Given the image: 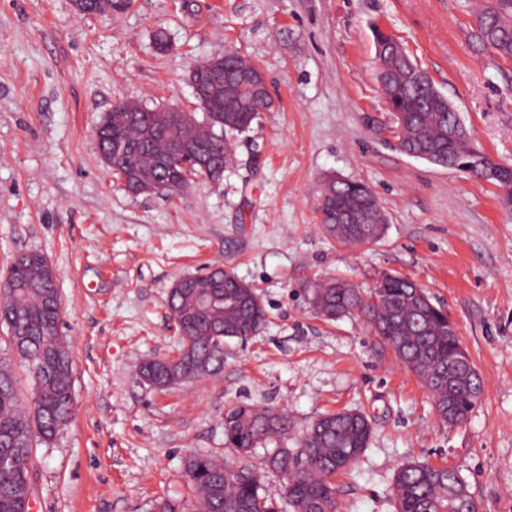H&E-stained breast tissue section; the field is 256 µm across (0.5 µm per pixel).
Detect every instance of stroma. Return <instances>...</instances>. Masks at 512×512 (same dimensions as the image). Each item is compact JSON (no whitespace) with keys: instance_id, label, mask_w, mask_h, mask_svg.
Returning <instances> with one entry per match:
<instances>
[{"instance_id":"obj_1","label":"stroma","mask_w":512,"mask_h":512,"mask_svg":"<svg viewBox=\"0 0 512 512\" xmlns=\"http://www.w3.org/2000/svg\"><path fill=\"white\" fill-rule=\"evenodd\" d=\"M474 0H131L112 16L73 0H0V280L43 255L75 366L73 418L40 461L32 512H154L193 504L184 462L224 444V410L287 412L297 439L319 415L359 409L366 452L336 475L339 512H395L398 464L456 470L480 512H512V208L466 172L392 150L372 30L390 32L459 112L478 146L512 167V59L478 39ZM166 50L155 45L156 33ZM231 50L263 69L273 107L234 138L220 181L183 196L129 193L102 163L101 118L122 101L199 112L188 76ZM332 177L371 187L377 242L324 233ZM254 285L262 332L229 341L212 376L158 390L140 361L176 354L168 294L212 266ZM411 278L444 305L483 382L467 419L441 421L415 374L358 316L319 317L307 289Z\"/></svg>"}]
</instances>
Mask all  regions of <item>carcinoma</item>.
I'll return each mask as SVG.
<instances>
[{
  "label": "carcinoma",
  "mask_w": 512,
  "mask_h": 512,
  "mask_svg": "<svg viewBox=\"0 0 512 512\" xmlns=\"http://www.w3.org/2000/svg\"><path fill=\"white\" fill-rule=\"evenodd\" d=\"M128 0H74L81 14L112 15ZM478 37L496 55L512 58V0H486L476 14ZM374 43L384 47L386 70L378 76L386 102L400 110L404 123L392 136L416 159L427 154L441 167L459 168L475 177L495 162L487 156L468 159L471 132L454 125L448 99L404 49L392 47V35L376 27ZM223 77L210 68L195 67L189 83L200 90L198 102L211 118L210 129L197 127L188 113L144 108L137 102H121L107 113L96 136L101 160L116 176L138 188L151 180L161 193L188 191L198 172L183 161L164 157L171 139L188 146L200 141L216 169L232 160L229 135L250 128L258 111L273 101L266 86L257 87L243 73L246 63L235 52L224 56ZM316 210L324 232L340 243L363 245L384 235V211L366 184L344 179L328 180L318 195ZM45 259L37 253L16 259L9 271L14 283L30 287L4 293L0 325L7 328L9 345L28 339L26 352H15L32 374L31 401L24 403L11 364L0 359V512H27L29 490L39 460L36 448L50 443L68 425L73 414L71 386L56 377L57 365L73 364L69 347L57 328L59 309L50 302L52 282L44 274ZM316 312L334 320L354 312L374 333L390 345L400 362L420 378L436 415L450 424L448 402L455 416L464 420L481 398L479 376L448 386V361L459 355V342L448 335V313L435 305L425 290L409 278L390 274L363 293L345 283L330 281L311 291ZM171 316L180 323L181 346L171 358L143 362L138 375L151 387H169L171 367L191 374L193 364L204 359L210 370L224 366V341L256 335L267 320V310L253 285L241 287L230 270L216 269L173 289L168 298ZM290 420L282 410L258 409L236 404L224 411L225 444L251 455L259 444L288 435ZM371 422L360 411L321 415L295 448L267 451L265 468L288 471L280 498L263 488L260 469L235 465L218 455H194L185 464L195 498V512H338L337 489L332 477L352 466L367 450ZM396 512H478V502L466 481L454 470L426 462L404 463L395 474Z\"/></svg>",
  "instance_id": "cac0c4a2"
}]
</instances>
